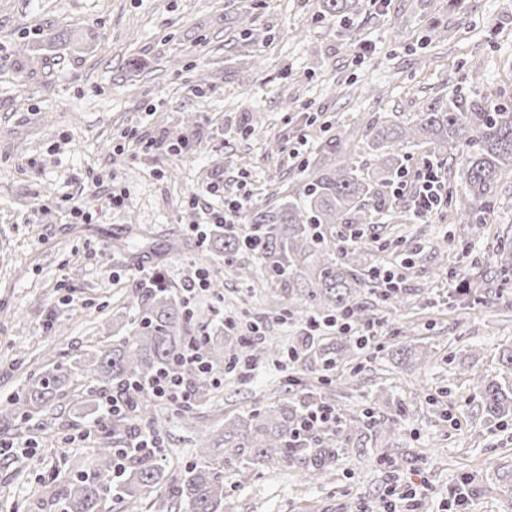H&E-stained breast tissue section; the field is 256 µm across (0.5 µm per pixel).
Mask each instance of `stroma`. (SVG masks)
<instances>
[{"label":"stroma","instance_id":"1","mask_svg":"<svg viewBox=\"0 0 512 512\" xmlns=\"http://www.w3.org/2000/svg\"><path fill=\"white\" fill-rule=\"evenodd\" d=\"M356 2L329 18L320 0H0V406L75 348L111 345L113 313L158 277L192 311L194 333L231 316L290 345L306 320L267 317L259 262L246 260L251 282L237 279L196 225L225 199L269 204L302 185L308 162L351 124L407 123L452 100L512 103V0ZM50 28L62 41L35 47ZM150 137L163 146L146 154L139 142ZM181 137L183 152L169 153ZM214 183L223 195L209 194ZM74 198L90 219H72ZM385 199L359 274L396 268L404 302L379 312L358 358L327 384L315 355L288 368L261 360L201 412L213 426L306 382L341 412L396 419L389 462L344 437L324 484L272 466L245 481L226 474L225 512H355L407 481L469 488V512H512V419H487L472 380L499 376L512 346V279L497 273L512 176L494 187L482 226L448 208L419 221L409 196ZM201 268L210 290L187 291ZM408 344L426 357L398 366L392 355ZM70 408L56 407L63 429L38 415L20 433L0 421V442L25 449L0 454V512H54L40 481L87 463L80 434L91 421ZM160 417L167 463L183 468L200 429L172 405Z\"/></svg>","mask_w":512,"mask_h":512}]
</instances>
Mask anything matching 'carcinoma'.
I'll list each match as a JSON object with an SVG mask.
<instances>
[{"mask_svg": "<svg viewBox=\"0 0 512 512\" xmlns=\"http://www.w3.org/2000/svg\"><path fill=\"white\" fill-rule=\"evenodd\" d=\"M330 17L356 8L355 0H322ZM374 160L364 174L348 158L337 161L335 151L325 149L303 187L281 195L271 205L250 206L238 216L239 225L215 224L206 235L209 253L243 281L250 268L236 263L239 253L261 261L269 287L266 309L274 316L299 312L307 322L329 321L344 315L352 322L369 319L360 299L365 279L356 274L367 244L344 247L336 243V226L364 222L373 207H382L384 189L405 172L404 158L395 152L403 142L417 141L429 153L440 156L452 147L462 172L466 192L450 198L459 222L469 224L472 215L487 206L491 186L512 173V106L492 103L445 111L428 109L409 125L373 119L363 125ZM136 311L125 320V333L112 346L79 358L65 368L33 373L22 398V413L13 408L0 418L25 422L32 413H43L55 400L81 392L78 414L97 423L89 464L65 483L45 480L39 493L61 512H112L108 505L131 502L158 492L157 504L167 512H224V475L236 471L248 477L268 466L301 471L308 483H320L332 471L336 446L342 435L355 438L358 451L367 440L393 434L387 425L367 436L374 416L366 411L347 414L336 427L304 430L305 415L325 402L319 387L306 385L293 399L259 404L224 420L200 436L195 460L168 475L158 452L123 456L132 434L149 429L160 433L154 414L159 400L149 391L154 378L170 373L184 384L181 415L199 419V407L210 390L219 386L212 375L233 377L247 364L265 356H289L299 361L313 344L310 335L296 337L285 349L278 345H248L233 324L218 326L215 335L191 334V313L167 286L155 283L138 289ZM230 340L228 350L217 338ZM502 375L490 380L474 373L482 409L487 418L512 416V349L500 356ZM117 397L121 412L109 419L95 416L100 396Z\"/></svg>", "mask_w": 512, "mask_h": 512, "instance_id": "obj_1", "label": "carcinoma"}]
</instances>
